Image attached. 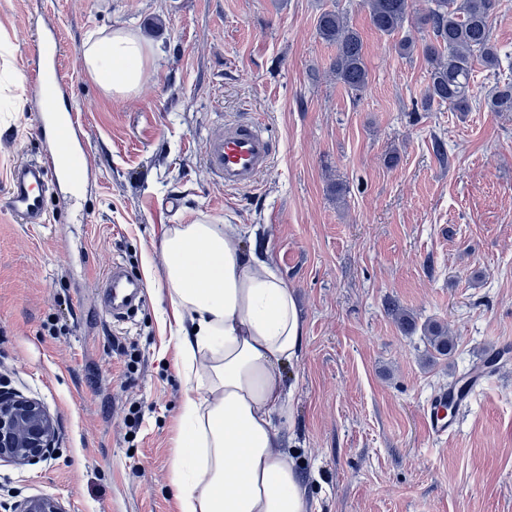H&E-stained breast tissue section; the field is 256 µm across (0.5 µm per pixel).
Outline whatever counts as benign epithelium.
<instances>
[{
	"mask_svg": "<svg viewBox=\"0 0 512 512\" xmlns=\"http://www.w3.org/2000/svg\"><path fill=\"white\" fill-rule=\"evenodd\" d=\"M56 423L45 404L34 398L0 390V464L18 468L45 461L56 441ZM11 512H65L50 497L31 496Z\"/></svg>",
	"mask_w": 512,
	"mask_h": 512,
	"instance_id": "obj_1",
	"label": "benign epithelium"
}]
</instances>
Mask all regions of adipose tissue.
Listing matches in <instances>:
<instances>
[{
	"label": "adipose tissue",
	"instance_id": "1",
	"mask_svg": "<svg viewBox=\"0 0 512 512\" xmlns=\"http://www.w3.org/2000/svg\"><path fill=\"white\" fill-rule=\"evenodd\" d=\"M151 54L120 28L90 40L83 62L108 95L126 97L146 79ZM161 254L184 385L170 476L178 512H308L282 437L292 419L282 370L299 362L304 337L294 293L245 254L231 224L170 225Z\"/></svg>",
	"mask_w": 512,
	"mask_h": 512
}]
</instances>
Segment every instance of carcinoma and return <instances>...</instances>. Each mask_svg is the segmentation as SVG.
<instances>
[{
    "label": "carcinoma",
    "instance_id": "obj_1",
    "mask_svg": "<svg viewBox=\"0 0 512 512\" xmlns=\"http://www.w3.org/2000/svg\"><path fill=\"white\" fill-rule=\"evenodd\" d=\"M413 0H364L373 28L392 35L403 30L411 17ZM499 0H428L429 7L419 18V24L429 27L434 42L425 48L429 63L428 83L423 97L426 111L446 105L454 112H469L473 108L471 85L474 61L491 73L501 66V58L492 39L493 22ZM317 34L336 46L330 71L354 97L368 83V68L360 32L352 27L347 16L338 10H326L317 22ZM486 104L494 112H512V81L495 84ZM427 342L440 356L454 349L448 331L427 328Z\"/></svg>",
    "mask_w": 512,
    "mask_h": 512
}]
</instances>
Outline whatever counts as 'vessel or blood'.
Segmentation results:
<instances>
[{
  "label": "vessel or blood",
  "mask_w": 512,
  "mask_h": 512,
  "mask_svg": "<svg viewBox=\"0 0 512 512\" xmlns=\"http://www.w3.org/2000/svg\"><path fill=\"white\" fill-rule=\"evenodd\" d=\"M39 51L29 73V84L39 103L36 124L44 134L46 147L40 156L17 162L9 177L6 203L10 214L21 224H43L48 217V202L62 195L73 175L58 164L67 153L71 134L80 132L78 114H70L67 125L57 126L56 108L69 92V83L60 67V37L45 33L38 39ZM275 146L258 122L230 119L205 141L203 163L210 179L227 187L256 184L272 164ZM98 288L104 289L109 303L106 310L113 319L123 315L140 300L142 283L112 265L100 276ZM466 394L452 390L436 395L425 408L423 418L433 438L453 435L457 420L450 410L466 401Z\"/></svg>",
  "instance_id": "1"
}]
</instances>
